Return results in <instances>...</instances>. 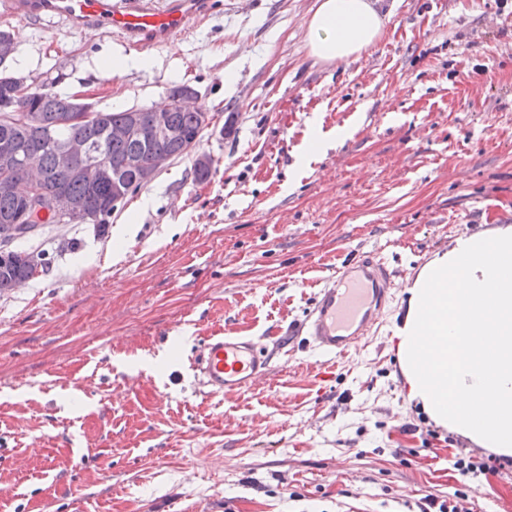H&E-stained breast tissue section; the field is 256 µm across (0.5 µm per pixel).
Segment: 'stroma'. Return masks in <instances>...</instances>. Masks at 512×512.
Segmentation results:
<instances>
[{
  "label": "stroma",
  "instance_id": "1",
  "mask_svg": "<svg viewBox=\"0 0 512 512\" xmlns=\"http://www.w3.org/2000/svg\"><path fill=\"white\" fill-rule=\"evenodd\" d=\"M315 6L215 0L147 54L0 14L15 71L96 108L194 87L214 161L203 183L194 155L168 162L105 234L21 241L50 265L0 296V512H418L459 489L469 512H512V465L462 476L488 450L406 404L388 343L426 262L512 225V0H380L381 39L332 64L305 41ZM317 129L342 138L303 163ZM366 255L392 296L356 349L323 355L298 327ZM218 332L257 338L265 383L205 392L195 359Z\"/></svg>",
  "mask_w": 512,
  "mask_h": 512
}]
</instances>
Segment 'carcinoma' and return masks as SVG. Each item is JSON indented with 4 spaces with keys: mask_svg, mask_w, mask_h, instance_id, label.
Instances as JSON below:
<instances>
[{
    "mask_svg": "<svg viewBox=\"0 0 512 512\" xmlns=\"http://www.w3.org/2000/svg\"><path fill=\"white\" fill-rule=\"evenodd\" d=\"M18 46L10 32L0 30V168L11 170L14 186L0 188V237L16 224H38L39 216L28 214V202L19 189L28 180L21 160L29 155L39 156L41 186L49 191L64 192L73 206L74 224H82V215L94 214L92 223L99 225L98 233L106 232L112 213L123 208L126 201L112 203V180L119 178L127 184V196L143 188L138 170H99L103 159L118 161L128 156L143 164H153L165 157L172 160L186 154L188 145H198L206 128L204 113L183 110L175 105L177 97L189 88L187 84L169 89L170 108L160 112L166 125L179 130V141L149 135L131 129L133 109L122 111H86V103L74 96L61 95L47 84L34 92L23 94L20 85L24 78L16 75ZM59 143L69 138L80 139L89 147V155L80 171L60 167L53 147L45 144L48 136ZM37 277V272L21 257L0 262V293Z\"/></svg>",
    "mask_w": 512,
    "mask_h": 512,
    "instance_id": "obj_1",
    "label": "carcinoma"
}]
</instances>
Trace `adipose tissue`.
<instances>
[{"mask_svg":"<svg viewBox=\"0 0 512 512\" xmlns=\"http://www.w3.org/2000/svg\"><path fill=\"white\" fill-rule=\"evenodd\" d=\"M384 33L374 0H318L310 55H361ZM393 328L406 399L437 426L512 457V225L456 237L407 289Z\"/></svg>","mask_w":512,"mask_h":512,"instance_id":"1","label":"adipose tissue"}]
</instances>
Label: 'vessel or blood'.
Here are the masks:
<instances>
[{
    "label": "vessel or blood",
    "instance_id": "b4317fda",
    "mask_svg": "<svg viewBox=\"0 0 512 512\" xmlns=\"http://www.w3.org/2000/svg\"><path fill=\"white\" fill-rule=\"evenodd\" d=\"M210 0H0V12L22 20L56 18L78 30L105 29L147 52L182 36L191 18L207 13ZM392 275L373 256L342 266L321 288L304 324L309 343L341 355L361 343L390 293ZM196 368L210 393L237 392L270 372L268 355L252 337H207Z\"/></svg>",
    "mask_w": 512,
    "mask_h": 512
}]
</instances>
